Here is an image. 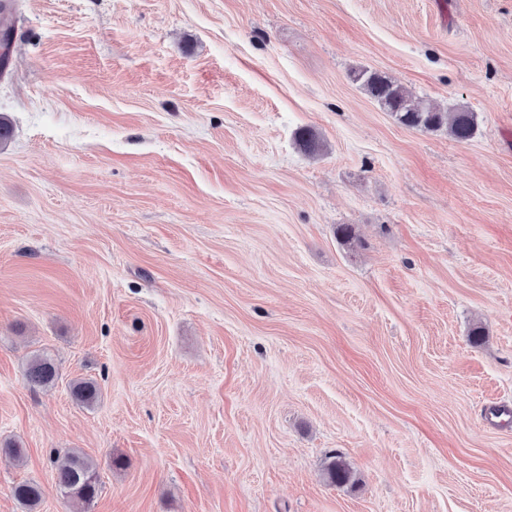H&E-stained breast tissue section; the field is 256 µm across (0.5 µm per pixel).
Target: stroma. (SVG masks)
Returning a JSON list of instances; mask_svg holds the SVG:
<instances>
[{
	"label": "stroma",
	"instance_id": "35a3bbf8",
	"mask_svg": "<svg viewBox=\"0 0 512 512\" xmlns=\"http://www.w3.org/2000/svg\"><path fill=\"white\" fill-rule=\"evenodd\" d=\"M15 7L0 512L23 481L36 512H512V0ZM360 68L474 138L400 125ZM70 448L87 508L55 487ZM27 378L34 386H51L56 380V367L48 358L35 355L30 362ZM56 486L63 497L79 499L91 504L99 493L97 466L79 449L57 453L52 460ZM12 495L28 512H33L42 499L43 491L38 484L23 481L13 486Z\"/></svg>",
	"mask_w": 512,
	"mask_h": 512
}]
</instances>
